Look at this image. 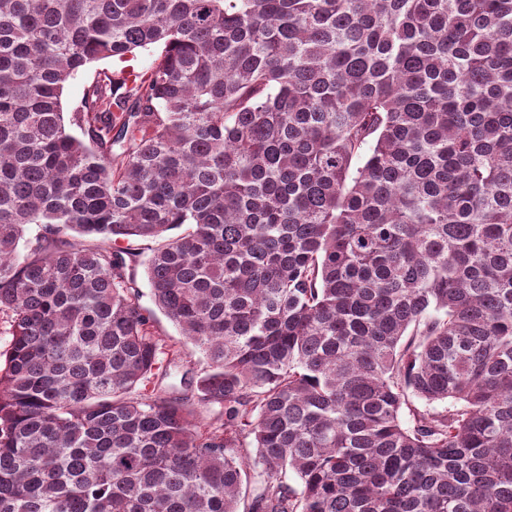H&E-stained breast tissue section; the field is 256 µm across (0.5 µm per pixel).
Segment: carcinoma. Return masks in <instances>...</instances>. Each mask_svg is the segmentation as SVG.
Instances as JSON below:
<instances>
[{
  "instance_id": "carcinoma-1",
  "label": "carcinoma",
  "mask_w": 512,
  "mask_h": 512,
  "mask_svg": "<svg viewBox=\"0 0 512 512\" xmlns=\"http://www.w3.org/2000/svg\"><path fill=\"white\" fill-rule=\"evenodd\" d=\"M0 313V512H512V0H0ZM156 56L157 52L154 50H136L133 54H129L125 61L118 58L106 59L95 63L87 71L77 74L68 81L62 95V108L66 120L68 121L71 113L80 107L84 89L94 78L96 71L104 69L113 75H120L122 70L132 68L136 71H144L151 67ZM147 253L148 252L146 251L139 257V261L135 266L134 271L140 295L139 303L142 308L151 315L153 329L156 332V335L165 339L168 344H171L177 341L180 338V335L173 323L157 308L153 301L145 265L143 264Z\"/></svg>"
}]
</instances>
